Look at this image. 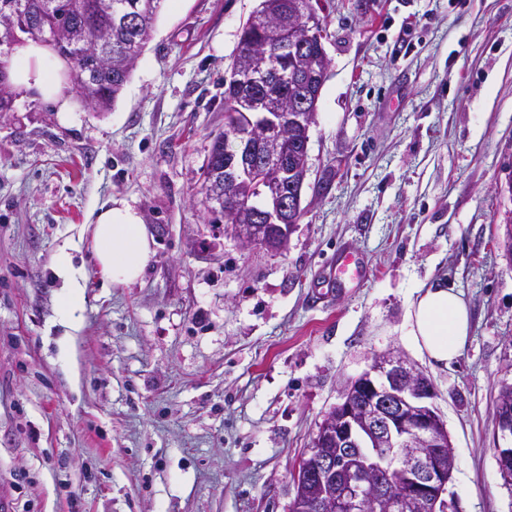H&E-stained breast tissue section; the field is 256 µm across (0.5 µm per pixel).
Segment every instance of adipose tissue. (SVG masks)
<instances>
[{
  "mask_svg": "<svg viewBox=\"0 0 512 512\" xmlns=\"http://www.w3.org/2000/svg\"><path fill=\"white\" fill-rule=\"evenodd\" d=\"M9 82L15 92L52 100L57 111L74 108L66 65L43 43L31 40L17 50L9 68ZM93 238V256L109 287L136 283L155 255L153 235L139 212L124 201L101 207L93 221ZM54 271L64 288L62 322L75 326L86 302L85 283L68 248L56 254ZM406 322L412 345L443 367L460 356L471 326L461 292L438 284L418 288L409 303Z\"/></svg>",
  "mask_w": 512,
  "mask_h": 512,
  "instance_id": "ef3b65f1",
  "label": "adipose tissue"
}]
</instances>
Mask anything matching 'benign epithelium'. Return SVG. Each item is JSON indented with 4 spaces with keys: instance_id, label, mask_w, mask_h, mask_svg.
<instances>
[{
    "instance_id": "benign-epithelium-1",
    "label": "benign epithelium",
    "mask_w": 512,
    "mask_h": 512,
    "mask_svg": "<svg viewBox=\"0 0 512 512\" xmlns=\"http://www.w3.org/2000/svg\"><path fill=\"white\" fill-rule=\"evenodd\" d=\"M271 64L253 55L246 70H234L224 84L239 92L252 112V128L237 133L242 153L224 162V214L236 211L238 189L262 173L265 197L252 224H226L224 233L244 247L274 254L288 250L292 214L302 210L308 147L299 171L288 170V128L311 127L313 112L288 107L254 93L256 78ZM431 380L403 356L387 353L351 380L342 401L327 412L313 448L295 468L291 512H437L451 507L447 490L455 458L445 422L433 404ZM494 452L503 485L512 489V395H498ZM394 475L383 484L382 472Z\"/></svg>"
}]
</instances>
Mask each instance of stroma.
<instances>
[{
  "mask_svg": "<svg viewBox=\"0 0 512 512\" xmlns=\"http://www.w3.org/2000/svg\"><path fill=\"white\" fill-rule=\"evenodd\" d=\"M256 4L167 0L110 109L19 97L0 117V512H289L324 414L386 351L435 387L445 500L512 512L494 457L512 385V0H325L330 63L283 254L242 247L200 204ZM113 200L156 242L128 287H103L92 253ZM345 245L364 280L320 287ZM65 246L86 285L74 328ZM434 283L471 315L447 368L406 336ZM54 271L62 280L64 288L62 322L73 328L78 320L77 313L85 306V283L73 265L72 255L67 247L61 248L55 256Z\"/></svg>",
  "mask_w": 512,
  "mask_h": 512,
  "instance_id": "35a3bbf8",
  "label": "stroma"
}]
</instances>
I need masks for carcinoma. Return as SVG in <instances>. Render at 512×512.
<instances>
[{"instance_id":"1","label":"carcinoma","mask_w":512,"mask_h":512,"mask_svg":"<svg viewBox=\"0 0 512 512\" xmlns=\"http://www.w3.org/2000/svg\"><path fill=\"white\" fill-rule=\"evenodd\" d=\"M166 0H0V14L12 17L11 24L0 23V50L10 55L23 38L39 40L50 46L68 65L73 90L95 110H105L115 101L127 82L134 65L152 38L154 21ZM306 0H260L256 11H273L277 27L288 30V37L305 34L306 23L300 21ZM130 7V20L116 21L119 9ZM318 37L307 43L301 54L288 58V70L302 72L308 58L320 51L318 40H327L324 19L313 23ZM266 29L248 16L241 27L240 40L232 58L237 63L250 48L266 43ZM84 66L83 77L74 69ZM259 92L277 94L300 104L305 97L302 83L282 80L278 73L259 86ZM253 118L238 109L235 92L224 90V131L212 142L203 170L205 179H224L226 158L239 150L235 127Z\"/></svg>"}]
</instances>
